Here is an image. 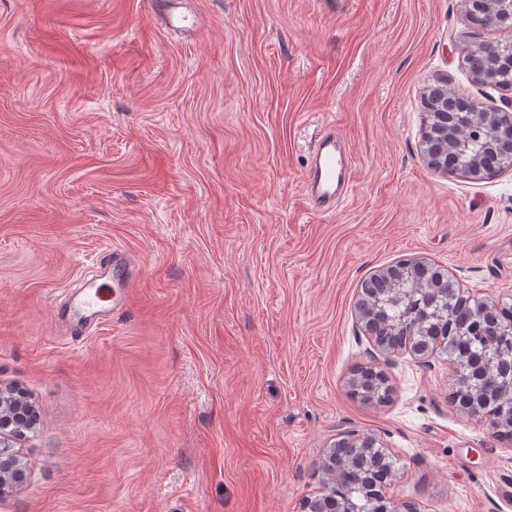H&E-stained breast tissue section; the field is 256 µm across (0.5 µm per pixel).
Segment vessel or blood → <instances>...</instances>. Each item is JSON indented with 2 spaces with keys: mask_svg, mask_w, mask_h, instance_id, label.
<instances>
[{
  "mask_svg": "<svg viewBox=\"0 0 512 512\" xmlns=\"http://www.w3.org/2000/svg\"><path fill=\"white\" fill-rule=\"evenodd\" d=\"M153 11L173 31H195L198 19L183 9V0H154ZM354 161L349 149L335 132L323 133L315 147L304 176V197L309 210L325 213L335 210L337 202L349 191ZM98 280L86 288L70 292L67 318L81 325L98 326L111 320L116 306L103 293L107 284L120 286L122 301H129L134 286V262L119 249L103 253Z\"/></svg>",
  "mask_w": 512,
  "mask_h": 512,
  "instance_id": "b4317fda",
  "label": "vessel or blood"
}]
</instances>
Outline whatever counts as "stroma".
<instances>
[{"label": "stroma", "instance_id": "1", "mask_svg": "<svg viewBox=\"0 0 512 512\" xmlns=\"http://www.w3.org/2000/svg\"><path fill=\"white\" fill-rule=\"evenodd\" d=\"M0 0V388L38 421L0 512H298L334 442L380 437L419 512H512V443L452 403L445 351L395 356L389 401L350 394L361 286L422 259L512 304V166L442 176L422 98L499 109L466 56L512 44L462 0ZM331 127L350 195L307 209ZM128 251L136 300L73 337L54 301ZM183 0H156L153 2V11L162 23L172 31H196L199 29V20L183 11Z\"/></svg>", "mask_w": 512, "mask_h": 512}]
</instances>
